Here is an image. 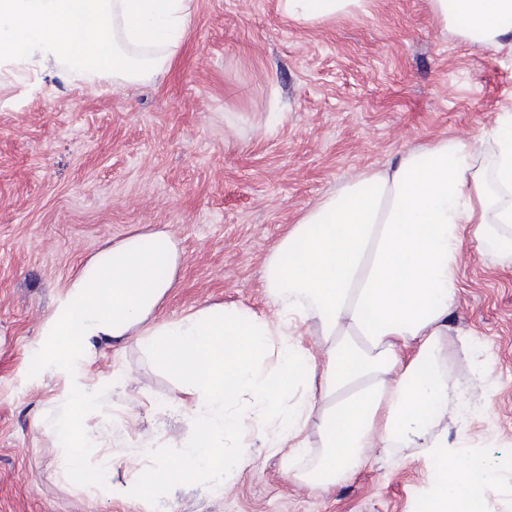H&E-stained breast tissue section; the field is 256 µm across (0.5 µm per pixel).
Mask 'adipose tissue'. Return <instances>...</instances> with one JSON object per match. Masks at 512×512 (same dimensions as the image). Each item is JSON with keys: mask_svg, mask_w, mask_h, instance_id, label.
<instances>
[{"mask_svg": "<svg viewBox=\"0 0 512 512\" xmlns=\"http://www.w3.org/2000/svg\"><path fill=\"white\" fill-rule=\"evenodd\" d=\"M367 0H280L290 19L318 23ZM463 38L512 51V0H430ZM192 0H0V64H39L48 77L76 73L113 83L152 78L187 32ZM491 245L512 261V122L488 137L442 139L406 151L384 168L361 172L303 211L266 260L274 318L235 308H204L176 322L155 312L179 260L165 232L105 245L67 285L37 344L39 368L67 371V412L54 434L67 448L74 484L98 487L104 472L86 465L99 446L80 417L99 410V387L78 365L101 342L136 337L178 378L194 429L173 470L148 467L138 484L113 487L136 498L173 483L175 472L220 487L249 466L224 437L255 427L265 446L302 455L315 427L323 452L311 485L329 489L366 461L367 446L423 449L434 472L425 512H486L483 494L501 465L434 432L470 407L444 366L441 341L458 304V258L465 240ZM310 322L321 341L292 339ZM252 412L240 409L243 396Z\"/></svg>", "mask_w": 512, "mask_h": 512, "instance_id": "adipose-tissue-1", "label": "adipose tissue"}]
</instances>
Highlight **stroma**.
I'll use <instances>...</instances> for the list:
<instances>
[{
  "instance_id": "stroma-1",
  "label": "stroma",
  "mask_w": 512,
  "mask_h": 512,
  "mask_svg": "<svg viewBox=\"0 0 512 512\" xmlns=\"http://www.w3.org/2000/svg\"><path fill=\"white\" fill-rule=\"evenodd\" d=\"M512 114V53L445 29L430 0H370L311 25L279 0H193V23L151 81L61 83L0 69V512H416L432 481L421 449H367L329 491L303 484L319 435L295 464L254 430L250 466L219 492L188 478L143 499L82 488L51 433L64 376L34 375L39 332L68 281L109 242L156 230L182 260L159 320L214 306L273 316L263 267L289 226L356 172L439 139L470 140ZM458 308L442 357L467 388L449 442L512 458V264L465 242ZM83 369L112 379L102 411L111 483L177 467L193 430L176 378L135 339L101 344Z\"/></svg>"
}]
</instances>
